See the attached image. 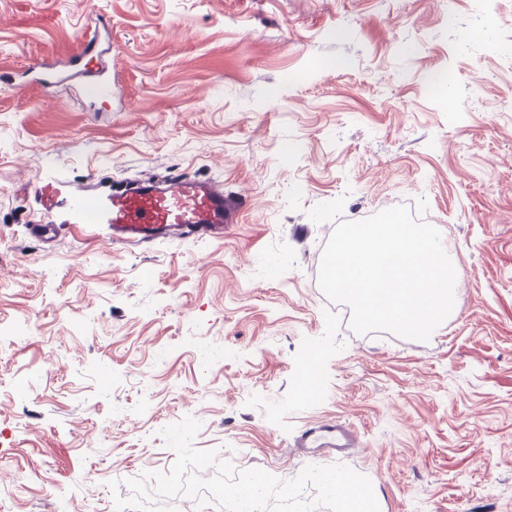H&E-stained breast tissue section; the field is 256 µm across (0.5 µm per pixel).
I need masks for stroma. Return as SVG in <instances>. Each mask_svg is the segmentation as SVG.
I'll return each mask as SVG.
<instances>
[{
	"mask_svg": "<svg viewBox=\"0 0 512 512\" xmlns=\"http://www.w3.org/2000/svg\"><path fill=\"white\" fill-rule=\"evenodd\" d=\"M104 15L112 100L26 74ZM512 0H0V491L115 512L169 471L164 427L280 480L335 419L380 512H512ZM191 175L241 195L220 238L34 237L38 180ZM409 200L449 238L457 311L355 333L318 284L344 215ZM314 366L319 397L300 393ZM117 489H110V482ZM294 446L307 453L336 455L355 448L356 438L346 424L327 420L305 428Z\"/></svg>",
	"mask_w": 512,
	"mask_h": 512,
	"instance_id": "stroma-1",
	"label": "stroma"
}]
</instances>
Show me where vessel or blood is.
Masks as SVG:
<instances>
[{"mask_svg":"<svg viewBox=\"0 0 512 512\" xmlns=\"http://www.w3.org/2000/svg\"><path fill=\"white\" fill-rule=\"evenodd\" d=\"M100 46L98 29L84 30L81 49L69 62L70 73L83 80L81 97L91 102L112 97V72L99 64ZM34 193L40 221L31 225L30 232L44 239L55 237L62 224L103 229L115 243L158 239L172 230L217 238L225 225L238 223L243 208L223 185L193 178L162 181L150 173L134 182L90 184L70 191L59 182L41 180ZM295 446L336 455L355 448L356 438L346 424L327 420L305 428Z\"/></svg>","mask_w":512,"mask_h":512,"instance_id":"vessel-or-blood-1","label":"vessel or blood"}]
</instances>
